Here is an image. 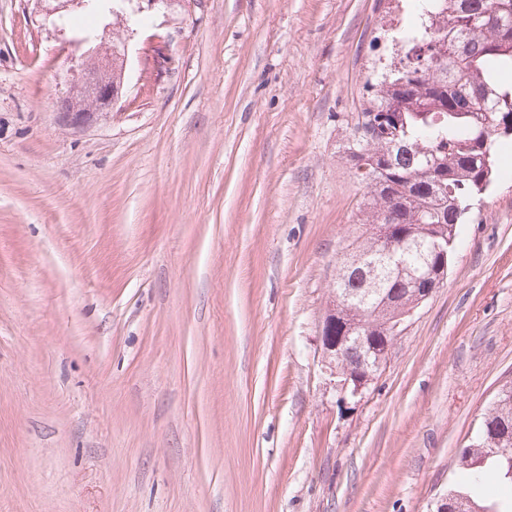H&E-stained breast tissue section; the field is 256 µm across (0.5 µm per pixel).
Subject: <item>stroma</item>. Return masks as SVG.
<instances>
[{
    "label": "stroma",
    "instance_id": "stroma-1",
    "mask_svg": "<svg viewBox=\"0 0 512 512\" xmlns=\"http://www.w3.org/2000/svg\"><path fill=\"white\" fill-rule=\"evenodd\" d=\"M405 0H0V512H433L512 381V141L442 288L344 392L321 331L348 157ZM122 108L54 110L81 31Z\"/></svg>",
    "mask_w": 512,
    "mask_h": 512
}]
</instances>
